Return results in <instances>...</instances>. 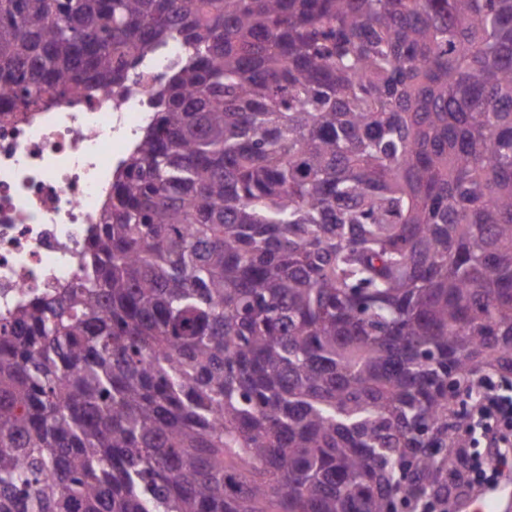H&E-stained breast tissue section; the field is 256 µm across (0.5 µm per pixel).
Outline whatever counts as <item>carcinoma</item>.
I'll use <instances>...</instances> for the list:
<instances>
[{"label": "carcinoma", "mask_w": 512, "mask_h": 512, "mask_svg": "<svg viewBox=\"0 0 512 512\" xmlns=\"http://www.w3.org/2000/svg\"><path fill=\"white\" fill-rule=\"evenodd\" d=\"M190 58L82 278L0 317V512H427L512 373V0H0L2 112Z\"/></svg>", "instance_id": "carcinoma-1"}]
</instances>
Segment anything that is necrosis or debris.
I'll use <instances>...</instances> for the list:
<instances>
[{"mask_svg":"<svg viewBox=\"0 0 512 512\" xmlns=\"http://www.w3.org/2000/svg\"><path fill=\"white\" fill-rule=\"evenodd\" d=\"M186 59L185 48L170 43L92 99L0 122V314L81 278V254L112 177L151 117L156 87Z\"/></svg>","mask_w":512,"mask_h":512,"instance_id":"necrosis-or-debris-1","label":"necrosis or debris"}]
</instances>
